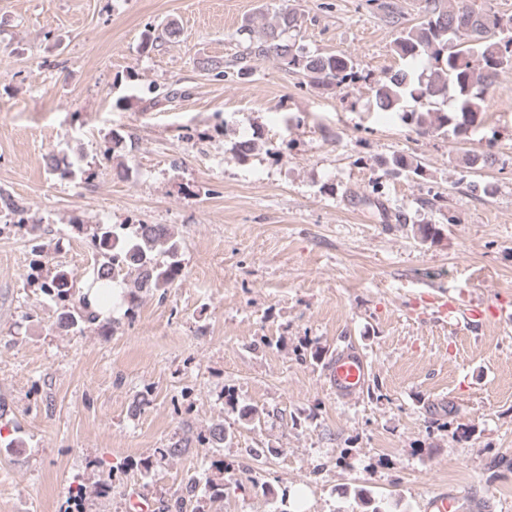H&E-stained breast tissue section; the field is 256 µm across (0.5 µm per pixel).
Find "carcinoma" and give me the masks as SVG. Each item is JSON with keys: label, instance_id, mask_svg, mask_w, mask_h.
Returning <instances> with one entry per match:
<instances>
[{"label": "carcinoma", "instance_id": "1", "mask_svg": "<svg viewBox=\"0 0 512 512\" xmlns=\"http://www.w3.org/2000/svg\"><path fill=\"white\" fill-rule=\"evenodd\" d=\"M261 30L249 18L239 35L247 42L245 57L274 58L289 69L303 74L316 86L338 91L361 79L357 63L342 54H311L288 39L299 29L301 16L288 6V0L274 9ZM393 51L402 59L425 56L431 64L430 74L417 75L405 68L390 70L370 84L376 104L383 111L402 113L403 122L427 134L451 136L457 142L479 127L487 111L490 92L498 76L512 71V14L474 8L466 0H425L423 20L399 31ZM454 97L456 108L447 112L437 101ZM464 162L470 169H481L494 162L488 152H472ZM47 167L63 180L73 174L70 162L51 156ZM90 243L99 256L94 268V282L111 287L112 275L134 276L132 291L165 292L181 276L183 263L179 240L165 224H96ZM41 291L53 299L59 309L58 327L67 333H81L87 325L99 321L87 295L75 297L73 279L58 270L40 284ZM225 404L238 411L239 418L253 421L257 410L238 407L232 390L224 392ZM231 433L224 424H214L197 441L214 448L224 447ZM113 473L103 472L91 487H81V500L74 510L82 512L90 493L112 491ZM224 500V484L213 479L196 496L192 512H216L213 505Z\"/></svg>", "mask_w": 512, "mask_h": 512}]
</instances>
